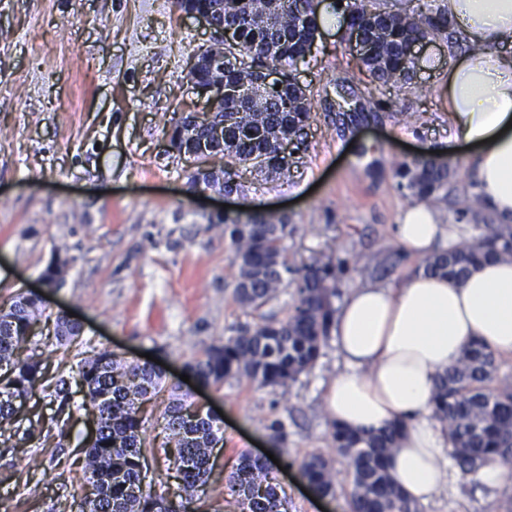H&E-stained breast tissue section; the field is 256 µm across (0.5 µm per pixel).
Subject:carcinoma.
<instances>
[{
  "mask_svg": "<svg viewBox=\"0 0 512 512\" xmlns=\"http://www.w3.org/2000/svg\"><path fill=\"white\" fill-rule=\"evenodd\" d=\"M322 2L277 0L276 11L271 12L264 0H224L220 20L235 25L224 40L225 52L247 56L254 68L279 69L283 82L278 90L273 86L262 90L263 107L241 110L233 96H222L220 91L254 84V72L230 71L204 79L189 74L210 87L209 94L217 101L205 117L210 125L223 122L226 112L237 113L224 126L226 149L195 157L196 167L187 176L189 190L243 192L239 168L246 165L258 175L267 169L273 180L288 176L293 155L306 149L304 130L311 119V103L300 104L307 97L306 89L293 72L304 44L314 41ZM345 11L365 34L362 51L356 53L359 71L385 86L412 84L419 59L408 53V45L419 37L444 34L451 26L448 17L428 3L400 12L381 8L377 0H347ZM271 45L275 50L268 55L265 48ZM195 118L193 112L186 114L172 130L171 143L180 155H189L190 147L179 138V130ZM396 175L400 187L422 203L448 196V162L437 155L404 162ZM209 223L224 225L233 247L238 268L234 300L258 314L261 323L233 329L224 343L209 347L186 366L206 385L235 379L260 387H285L313 369L332 336L340 267L331 260L290 265L283 243L296 227L285 217L274 221L218 215ZM474 228L473 243L433 255L421 268L460 281L483 260L512 257L511 224H498L488 215ZM290 281L296 289L285 316L261 313ZM40 317V301L21 292L0 304V429L16 420L24 401L40 385L50 402L57 404V414H63L73 399L72 382L79 379L85 388L81 407L99 413L98 434L85 456L90 490L80 499L79 512H162L161 503L170 496L179 499L183 509L201 499L211 470V450L223 441L217 419L181 398H172L163 414V429L174 447L161 448V461L166 471H174L177 488L158 493L144 487L148 449L139 408L162 390L161 371L123 361L104 349L82 359L74 375L46 384L39 355L20 353L31 342ZM79 333L80 327L70 319H56L59 345H68ZM498 371L497 355L471 340L456 364L435 382L432 417L448 433L449 458L464 475L474 477L488 464L512 465V383L500 380ZM403 427L402 419L363 432L331 423L332 444L348 466L345 483L352 512H421L401 493L387 467ZM300 467L321 495L334 496L342 485L335 460L321 453L308 454ZM229 490L232 512H288L278 484L257 459H239Z\"/></svg>",
  "mask_w": 512,
  "mask_h": 512,
  "instance_id": "cac0c4a2",
  "label": "carcinoma"
}]
</instances>
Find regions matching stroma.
Wrapping results in <instances>:
<instances>
[{"instance_id":"35a3bbf8","label":"stroma","mask_w":512,"mask_h":512,"mask_svg":"<svg viewBox=\"0 0 512 512\" xmlns=\"http://www.w3.org/2000/svg\"><path fill=\"white\" fill-rule=\"evenodd\" d=\"M202 25L184 17L174 0H0V302L22 289L42 296L37 351L52 371L69 372L91 351L109 349L122 360L153 355L163 364L164 391L144 403L147 447H161V414L170 395L223 413L224 440L206 500L221 503L241 455L273 451L269 472L288 512H351L347 493L316 501L300 472L310 453L335 457L326 392L344 368L335 343L315 367L275 390L229 380L194 388L181 378L185 362L223 343L231 328L256 318L233 299L237 268L224 227L209 218L223 200L191 193V161L169 147L173 114L201 110L187 82L188 60L207 44ZM459 50L445 38L422 54L416 81L426 89L379 86L362 76L344 27L323 28L298 78L312 102L307 151L287 179L261 181L243 173L240 205L246 213L287 217L297 231L288 257L348 260L338 283L400 284L419 265L401 257L393 228L413 204L398 185L397 166L432 148H451L448 196L437 207L446 223H479L481 212L457 213L475 193L471 149L453 141L443 94L449 64ZM363 108L343 125L336 87ZM398 112L410 113L403 124ZM70 265L64 287H46L40 275L53 254ZM75 313L82 336L56 349L57 315ZM288 432L277 449L269 424ZM66 434H41L19 446L0 442V512H77L85 483L84 449L90 427L72 407ZM512 479L491 487L457 478L422 512H507Z\"/></svg>"}]
</instances>
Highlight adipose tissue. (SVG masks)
Returning a JSON list of instances; mask_svg holds the SVG:
<instances>
[{"mask_svg": "<svg viewBox=\"0 0 512 512\" xmlns=\"http://www.w3.org/2000/svg\"><path fill=\"white\" fill-rule=\"evenodd\" d=\"M441 9L469 46L448 67V126L474 149L484 205L497 223L512 224V0H443ZM395 239L425 258L472 234L419 203L404 212ZM333 334L347 367L329 387L330 418L356 431L405 418L389 471L410 499L428 502L452 478L448 436L430 418L435 379L471 339L512 356V260L481 263L460 282L419 270L396 286L353 287Z\"/></svg>", "mask_w": 512, "mask_h": 512, "instance_id": "ef3b65f1", "label": "adipose tissue"}]
</instances>
